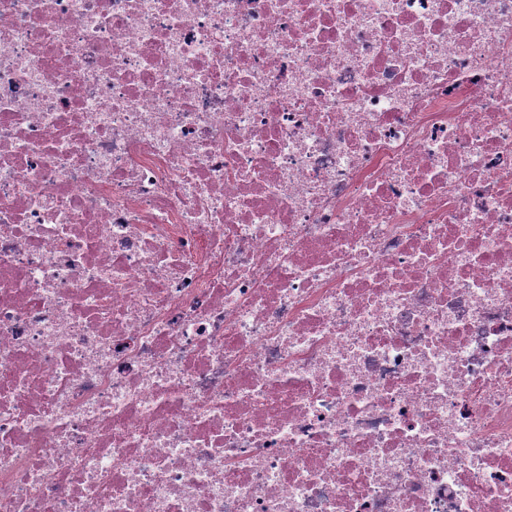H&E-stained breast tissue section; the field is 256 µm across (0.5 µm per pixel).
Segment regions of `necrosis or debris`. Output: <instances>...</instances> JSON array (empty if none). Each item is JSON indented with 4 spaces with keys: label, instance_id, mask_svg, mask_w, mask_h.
<instances>
[{
    "label": "necrosis or debris",
    "instance_id": "1",
    "mask_svg": "<svg viewBox=\"0 0 512 512\" xmlns=\"http://www.w3.org/2000/svg\"><path fill=\"white\" fill-rule=\"evenodd\" d=\"M0 512H512V0H0Z\"/></svg>",
    "mask_w": 512,
    "mask_h": 512
}]
</instances>
